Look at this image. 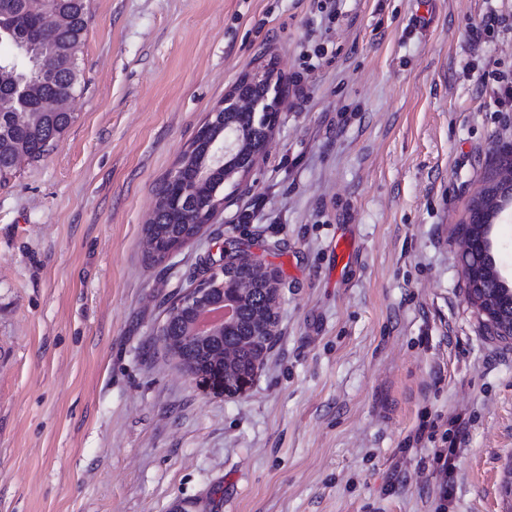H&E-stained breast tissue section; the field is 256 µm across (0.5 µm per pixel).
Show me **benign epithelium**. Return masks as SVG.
Here are the masks:
<instances>
[{
    "mask_svg": "<svg viewBox=\"0 0 512 512\" xmlns=\"http://www.w3.org/2000/svg\"><path fill=\"white\" fill-rule=\"evenodd\" d=\"M66 17L60 12L55 0H43L41 23L48 29L64 25ZM282 104V97L278 94L254 99L250 96H241L236 93H227L219 105L210 113L208 122L211 125L220 124L229 113L252 112L257 113L263 108V115L267 121L275 123ZM268 138L264 137L252 146H247L242 138L232 132H225L222 137H214L206 144L205 156L208 166L224 172V183L235 188L239 185V178L251 170L257 158L264 151ZM250 153L249 164L246 169L232 167L229 158L242 150ZM498 190L496 195L485 199L484 194L477 197L478 203L488 201L496 213L504 209L503 199L512 196V162L499 167L495 179ZM490 224H468L460 233L459 244L463 263V278L468 300L477 308L485 318L491 333L501 340L512 342V286L508 284L497 265L484 266L480 257L492 251ZM243 267L251 274L237 277L233 287L224 284V272L229 268ZM211 275V284L197 285L186 291L181 300L175 304L173 314L187 319L188 335L194 342L206 345L213 339L224 336L237 319L239 308L247 303L257 283L266 286L270 298V306L276 310L281 299L280 273L278 269L268 263L262 256L249 247L238 251H224V261L214 262L208 268ZM228 311L223 319L211 324L209 327L199 328V322L209 314L217 311ZM248 343L244 339L232 345H222L217 356L220 370L212 376L221 380L232 378L235 380V389L240 390L246 381L254 374L255 369H245L240 365L242 349Z\"/></svg>",
    "mask_w": 512,
    "mask_h": 512,
    "instance_id": "benign-epithelium-1",
    "label": "benign epithelium"
}]
</instances>
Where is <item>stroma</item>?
<instances>
[{"mask_svg":"<svg viewBox=\"0 0 512 512\" xmlns=\"http://www.w3.org/2000/svg\"><path fill=\"white\" fill-rule=\"evenodd\" d=\"M87 5L74 122L0 178V512H512V343L469 303L457 243L512 149L481 81L512 68V35L470 31L512 0ZM256 70L286 88L264 152L150 262L162 183ZM232 239L282 280L230 394L157 331ZM453 454L454 449L451 448L442 449L436 453L438 464H440L437 493L442 501H448V498L452 496L451 474L453 472V463L451 461Z\"/></svg>","mask_w":512,"mask_h":512,"instance_id":"obj_1","label":"stroma"}]
</instances>
